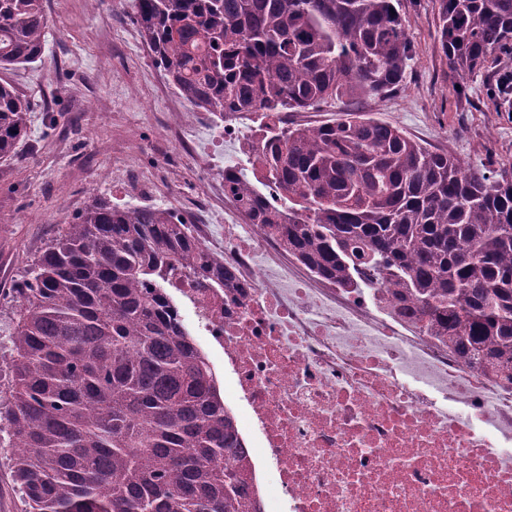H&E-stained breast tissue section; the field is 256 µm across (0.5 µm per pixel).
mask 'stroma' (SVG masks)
Masks as SVG:
<instances>
[{"instance_id": "stroma-1", "label": "stroma", "mask_w": 512, "mask_h": 512, "mask_svg": "<svg viewBox=\"0 0 512 512\" xmlns=\"http://www.w3.org/2000/svg\"><path fill=\"white\" fill-rule=\"evenodd\" d=\"M44 8L43 58L0 72L30 103L18 160L0 162V333L28 265L93 198L202 221L223 209L213 186L224 164L251 166L238 142L225 145L223 162L212 161L207 123L192 126L193 148L167 141L172 113L191 106L155 65L131 0H44ZM401 13L414 45L401 88L383 100L329 103L297 122L362 111L466 165L512 166V110L488 92L485 76L463 80L451 68L436 37L435 0H401Z\"/></svg>"}]
</instances>
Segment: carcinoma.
I'll list each match as a JSON object with an SVG mask.
<instances>
[{"label": "carcinoma", "instance_id": "cac0c4a2", "mask_svg": "<svg viewBox=\"0 0 512 512\" xmlns=\"http://www.w3.org/2000/svg\"><path fill=\"white\" fill-rule=\"evenodd\" d=\"M437 36L462 77L512 74V0H438ZM157 67L219 121L269 119L246 138L254 183L224 190L316 273L347 286L374 267L425 328L512 380V169L462 165L348 112H290L400 89L413 43L400 0H132ZM43 0H0V70L43 57ZM29 104L0 83V160L18 158ZM234 273L164 207L93 200L16 289L0 383V447L29 512H260L219 376L168 285Z\"/></svg>", "mask_w": 512, "mask_h": 512}]
</instances>
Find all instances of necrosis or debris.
<instances>
[{"label":"necrosis or debris","instance_id":"1","mask_svg":"<svg viewBox=\"0 0 512 512\" xmlns=\"http://www.w3.org/2000/svg\"><path fill=\"white\" fill-rule=\"evenodd\" d=\"M198 224L227 289L176 282L224 357L264 512H512V382L469 364L372 269L322 277L257 225Z\"/></svg>","mask_w":512,"mask_h":512}]
</instances>
